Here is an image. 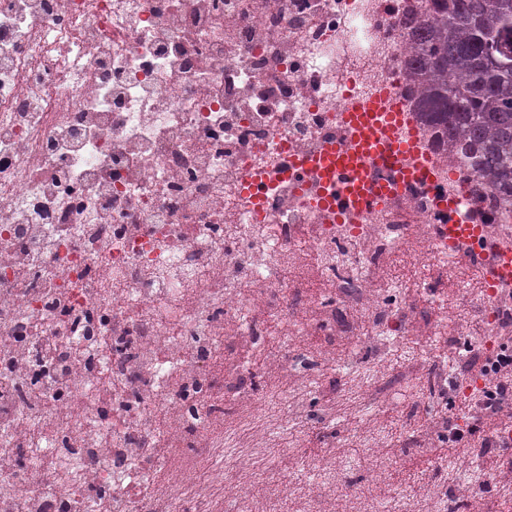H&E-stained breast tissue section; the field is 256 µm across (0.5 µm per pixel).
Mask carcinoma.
Masks as SVG:
<instances>
[{"instance_id": "1", "label": "carcinoma", "mask_w": 512, "mask_h": 512, "mask_svg": "<svg viewBox=\"0 0 512 512\" xmlns=\"http://www.w3.org/2000/svg\"><path fill=\"white\" fill-rule=\"evenodd\" d=\"M432 21L408 24L419 106L448 152L512 197V0H428Z\"/></svg>"}]
</instances>
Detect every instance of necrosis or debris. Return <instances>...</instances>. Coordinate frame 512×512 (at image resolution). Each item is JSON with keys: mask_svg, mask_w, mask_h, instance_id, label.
Returning <instances> with one entry per match:
<instances>
[{"mask_svg": "<svg viewBox=\"0 0 512 512\" xmlns=\"http://www.w3.org/2000/svg\"><path fill=\"white\" fill-rule=\"evenodd\" d=\"M412 17L424 0H0V512H255L285 450L251 449L295 389L246 409L225 326L280 327L308 374L301 305L326 348L366 324L390 342L394 259L465 265L426 190L332 224L280 177L283 149L342 137L346 102L389 90L467 221L512 239V201L419 114Z\"/></svg>", "mask_w": 512, "mask_h": 512, "instance_id": "obj_1", "label": "necrosis or debris"}]
</instances>
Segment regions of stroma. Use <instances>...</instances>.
I'll return each mask as SVG.
<instances>
[{"label":"stroma","mask_w":512,"mask_h":512,"mask_svg":"<svg viewBox=\"0 0 512 512\" xmlns=\"http://www.w3.org/2000/svg\"><path fill=\"white\" fill-rule=\"evenodd\" d=\"M414 306L410 316L413 335L390 347L371 346L356 336L342 340L324 364L304 379L299 405L283 406V430L293 435L290 448L296 468L290 479H279L270 486L268 496L287 498L292 512H299L300 490L305 481L297 465L305 457L317 456L341 471L347 483L343 490L320 489L323 512H350V490L364 486L379 497L393 499L401 495L424 502L433 485L446 487L449 499L459 504V512H512V498L503 495L504 489L512 488V478H498L486 485L474 479V471L481 468L478 451L462 454L454 467L443 464L447 450L439 446L433 432L443 411L433 403L411 410L409 403L416 397L414 388L398 392L394 402L375 405L368 411L343 399L352 377L390 385L395 374L417 376L430 367L432 360L424 347L434 341L428 333L433 309L420 298ZM395 358L401 361L396 372L390 368ZM393 416L411 432L410 440L392 435L389 419ZM380 454L400 458L392 475L377 478L369 470L371 459Z\"/></svg>","instance_id":"stroma-1"}]
</instances>
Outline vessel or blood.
I'll return each instance as SVG.
<instances>
[{"mask_svg":"<svg viewBox=\"0 0 512 512\" xmlns=\"http://www.w3.org/2000/svg\"><path fill=\"white\" fill-rule=\"evenodd\" d=\"M336 121L344 139L324 142L312 153L286 151L282 172L283 178L307 189L313 208L330 220L340 223L378 209L409 187L434 189L433 172L390 92L337 110ZM460 205L457 198L439 201L438 240L481 266L488 287L512 286V244L491 242L486 225L463 223Z\"/></svg>","mask_w":512,"mask_h":512,"instance_id":"b4317fda","label":"vessel or blood"}]
</instances>
